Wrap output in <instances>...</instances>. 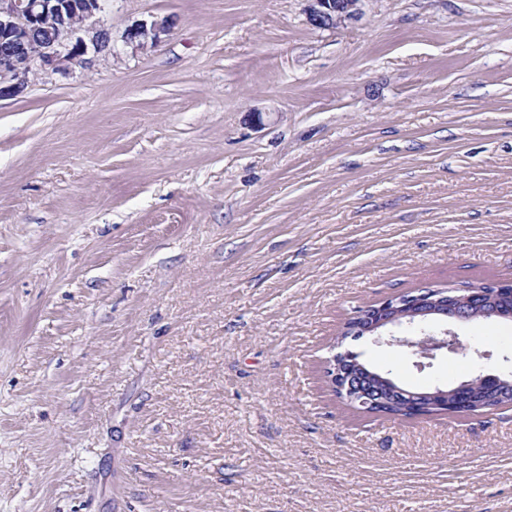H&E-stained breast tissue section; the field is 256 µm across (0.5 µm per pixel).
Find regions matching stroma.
<instances>
[{
    "instance_id": "stroma-1",
    "label": "stroma",
    "mask_w": 512,
    "mask_h": 512,
    "mask_svg": "<svg viewBox=\"0 0 512 512\" xmlns=\"http://www.w3.org/2000/svg\"><path fill=\"white\" fill-rule=\"evenodd\" d=\"M306 9L111 0L176 27L0 102V512H512V406L393 419L324 373L366 304L512 283V0ZM459 334L512 370V321ZM309 23L319 29L336 28L361 14L364 0H306Z\"/></svg>"
}]
</instances>
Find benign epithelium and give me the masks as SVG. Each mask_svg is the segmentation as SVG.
Here are the masks:
<instances>
[{
	"label": "benign epithelium",
	"instance_id": "obj_1",
	"mask_svg": "<svg viewBox=\"0 0 512 512\" xmlns=\"http://www.w3.org/2000/svg\"><path fill=\"white\" fill-rule=\"evenodd\" d=\"M109 0H0V100L22 94L37 72L72 74L89 70L99 60L118 58L122 53L144 52L172 32L174 20L155 17L124 30L115 42L104 22ZM309 23L319 29L335 28L361 14L364 0H307ZM52 30L49 38L38 36ZM505 285L491 291L469 288L423 287L392 296L362 308L354 325L346 327L342 344L349 337H366L376 344L396 348L427 367L443 352L466 355L473 351L454 330L459 325L504 318L498 302ZM356 353L344 350L327 359L326 372L331 389L348 405L370 412L386 403L381 392L367 387L358 373ZM491 391H512V374L477 371ZM436 385L403 388L392 385L400 399L426 398L432 405L448 408L450 398L467 388Z\"/></svg>",
	"mask_w": 512,
	"mask_h": 512
}]
</instances>
